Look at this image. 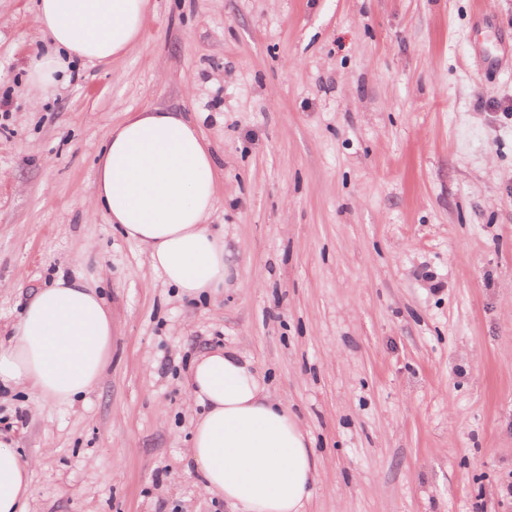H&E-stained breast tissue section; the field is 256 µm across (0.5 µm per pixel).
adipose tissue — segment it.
<instances>
[{"instance_id": "obj_1", "label": "adipose tissue", "mask_w": 512, "mask_h": 512, "mask_svg": "<svg viewBox=\"0 0 512 512\" xmlns=\"http://www.w3.org/2000/svg\"><path fill=\"white\" fill-rule=\"evenodd\" d=\"M150 0H38L47 38L28 65L29 91L42 99L66 83L75 63H107L142 39ZM216 166L183 112L146 107L114 127L97 168L96 204L109 223L141 244L180 298L216 293L235 269L223 236L206 224ZM112 345V312L81 278L58 276L34 292L8 341H0V384L34 402L73 404L99 381ZM186 387L204 408L188 458L204 489L233 512H303L318 470L307 433L236 351L207 350ZM34 463L0 438V512H24Z\"/></svg>"}]
</instances>
